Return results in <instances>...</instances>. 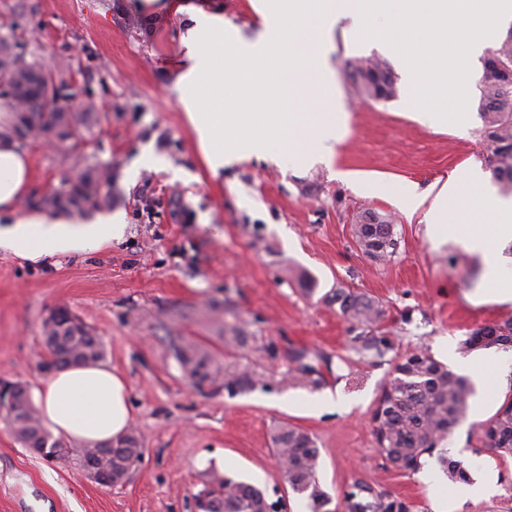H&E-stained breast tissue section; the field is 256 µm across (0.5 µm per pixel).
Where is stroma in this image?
<instances>
[{"label":"stroma","mask_w":512,"mask_h":512,"mask_svg":"<svg viewBox=\"0 0 512 512\" xmlns=\"http://www.w3.org/2000/svg\"><path fill=\"white\" fill-rule=\"evenodd\" d=\"M127 0H0V35L27 45L33 59L60 70L95 109L78 136L52 146L29 139L33 181L20 207L52 194L88 170L107 179L108 204H86L83 216L122 213L121 240L29 264L0 248V382L37 389L45 354L44 324L67 309L100 336L104 363L128 385L132 429L143 456L127 480L106 487L74 467L31 454L0 419V512H193V496L216 474L229 473L283 493L272 447L274 430H308L321 451L324 490L342 497L361 478L407 498L413 512H433L431 493L417 474L385 467L369 418L393 365H346L349 322L325 302L344 286L379 301L396 355L418 348L440 356L457 373H482L483 400L448 438L470 474H497L485 497H461L445 484L452 512H512V458L486 451L479 425L492 417L512 374V352L488 349L465 355L459 342L470 330L512 315L493 302L481 270L456 242L437 246L428 236L425 209L402 211L391 195L367 182L409 181L435 198L442 186L483 165L477 105L432 128L414 119L425 103L399 90L387 103H361L346 79L348 60L367 56L351 21L336 25V91L347 131L329 162L296 168L250 158L215 177L174 95L168 64L181 54L183 15L146 14L141 29L125 26ZM161 166L125 170L141 148ZM388 218L396 254L377 263L357 246L352 226L365 215ZM315 282L305 295L298 275ZM241 329L244 344L224 341L225 326ZM183 337L207 350L222 379L195 388L183 375L171 341ZM293 348L326 356L323 381L295 372ZM248 373L253 383L228 394L223 381ZM345 401L344 413L316 411L323 393Z\"/></svg>","instance_id":"obj_1"}]
</instances>
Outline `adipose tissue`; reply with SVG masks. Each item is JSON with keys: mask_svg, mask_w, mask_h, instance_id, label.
<instances>
[{"mask_svg": "<svg viewBox=\"0 0 512 512\" xmlns=\"http://www.w3.org/2000/svg\"><path fill=\"white\" fill-rule=\"evenodd\" d=\"M143 12L184 13V49L170 89L190 123L212 175L256 157L301 165L330 160L332 144L345 132V113L315 110L313 97L336 102L332 32L351 20L356 34L395 55L412 100L436 89L465 110L468 86L457 80L487 46L486 34L512 21V0H466L464 10L449 0H252L259 26L245 33L223 10L189 0H133ZM32 169L27 153L0 138V248L32 263L93 250L120 238L122 214L76 222L67 216L20 214ZM475 191L491 225L474 232L457 224ZM394 198L409 211L427 209L433 240L456 238L477 255L483 277L500 304L512 303V276L502 272L500 246L512 241V200L487 191L471 168L446 184L433 203L416 185L401 182ZM37 410L58 437L80 444L118 439L131 426L124 377L105 364L68 366L52 372L37 390Z\"/></svg>", "mask_w": 512, "mask_h": 512, "instance_id": "ef3b65f1", "label": "adipose tissue"}]
</instances>
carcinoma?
I'll return each instance as SVG.
<instances>
[{"label": "carcinoma", "mask_w": 512, "mask_h": 512, "mask_svg": "<svg viewBox=\"0 0 512 512\" xmlns=\"http://www.w3.org/2000/svg\"><path fill=\"white\" fill-rule=\"evenodd\" d=\"M346 79L354 95L375 102L397 97V87L390 64L379 57H361L347 62ZM478 112L482 125L479 136L486 149V162L493 179L504 193L512 192V25L483 58L479 83ZM0 97L16 110L11 138L24 143L33 137L53 135L66 142L79 134L94 104L69 105L75 98L70 87L56 79L54 72L27 58V45L0 37ZM100 177L84 173L69 188L42 200L52 208L75 207L101 198ZM360 250L375 262L397 253L398 239L390 221L374 216L362 217L353 225ZM326 300L338 306L351 322L346 363L380 364L394 351L395 344L383 322L386 311L375 300L338 287L326 294ZM47 356L41 364L60 367L74 362H95L104 357V344L82 324L57 323L45 328ZM184 373L201 388L217 381L220 368L213 358L192 342L173 340ZM496 347L512 350V316L471 330L461 341V350ZM322 356L305 349L290 351L297 373L313 385L321 382L317 361ZM15 402L5 415L14 435L28 448L39 449L42 456L56 453L60 441L43 426L27 388L16 384ZM475 386L471 379L458 374L434 358L426 349H418L394 360L392 377L383 388L371 414L372 433L385 464L396 470L416 471L426 456L438 455V461L451 483L468 482L463 464L444 448L452 430L465 417ZM482 447L501 457H512V392L496 414L480 425ZM272 442L280 474L286 488L306 500L309 512H412L408 500L377 490L355 480L334 500L318 478L320 449L313 436L303 428L282 425ZM77 452L94 461L107 475L124 474L143 453L141 439L128 432L115 442L83 447ZM203 498L223 507V512H282L283 502L270 501L256 485L226 475L200 490L195 500Z\"/></svg>", "instance_id": "cac0c4a2"}]
</instances>
